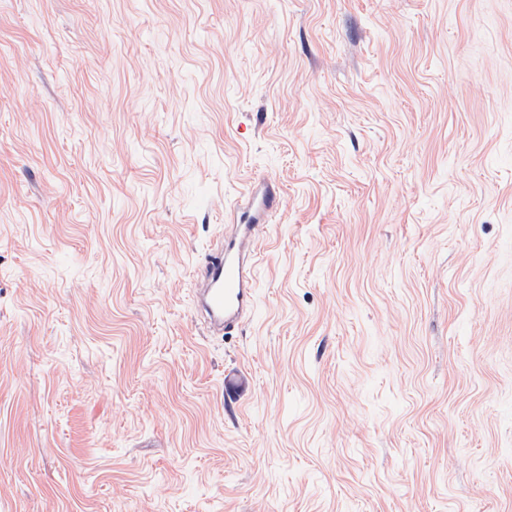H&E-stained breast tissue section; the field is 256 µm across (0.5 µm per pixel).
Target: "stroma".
I'll list each match as a JSON object with an SVG mask.
<instances>
[{"label":"stroma","mask_w":512,"mask_h":512,"mask_svg":"<svg viewBox=\"0 0 512 512\" xmlns=\"http://www.w3.org/2000/svg\"><path fill=\"white\" fill-rule=\"evenodd\" d=\"M0 512H512V0H0ZM233 206L232 232L221 249L203 263L196 288L197 305L215 333L230 332L255 308L256 233L259 224L275 212L278 186L269 179L256 181Z\"/></svg>","instance_id":"obj_1"}]
</instances>
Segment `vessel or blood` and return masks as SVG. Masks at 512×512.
Wrapping results in <instances>:
<instances>
[{"label": "vessel or blood", "mask_w": 512, "mask_h": 512, "mask_svg": "<svg viewBox=\"0 0 512 512\" xmlns=\"http://www.w3.org/2000/svg\"><path fill=\"white\" fill-rule=\"evenodd\" d=\"M277 184L256 181L233 207V229L221 249L211 252L199 273L197 305L210 329L229 332L255 308L256 233L275 212Z\"/></svg>", "instance_id": "1"}]
</instances>
